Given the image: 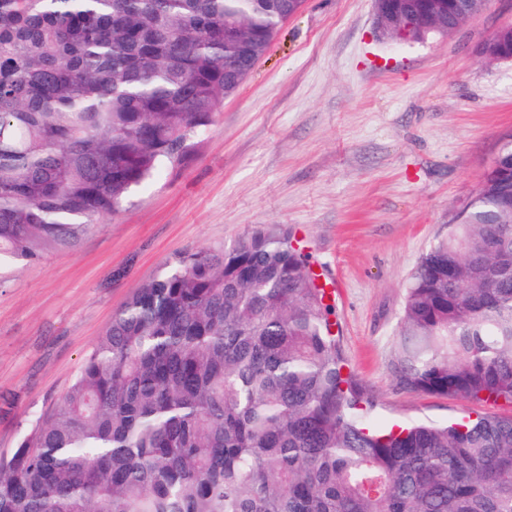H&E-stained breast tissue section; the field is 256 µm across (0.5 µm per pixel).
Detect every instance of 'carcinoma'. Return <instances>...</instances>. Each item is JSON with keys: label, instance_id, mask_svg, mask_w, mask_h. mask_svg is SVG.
I'll return each instance as SVG.
<instances>
[{"label": "carcinoma", "instance_id": "carcinoma-1", "mask_svg": "<svg viewBox=\"0 0 512 512\" xmlns=\"http://www.w3.org/2000/svg\"><path fill=\"white\" fill-rule=\"evenodd\" d=\"M446 34L486 0H377ZM304 0H0V268L72 248L188 162ZM482 53L512 58V29ZM406 285V383L512 406V135ZM286 224L140 285L31 437L0 512H512V415L374 429Z\"/></svg>", "mask_w": 512, "mask_h": 512}]
</instances>
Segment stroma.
Instances as JSON below:
<instances>
[{
  "instance_id": "obj_1",
  "label": "stroma",
  "mask_w": 512,
  "mask_h": 512,
  "mask_svg": "<svg viewBox=\"0 0 512 512\" xmlns=\"http://www.w3.org/2000/svg\"><path fill=\"white\" fill-rule=\"evenodd\" d=\"M512 0L443 36L395 44L375 0H306L193 158L166 167L72 249L0 279V458L60 403L135 288L175 256L289 225L333 281L340 343L378 402L373 424L438 423L502 408L407 386L397 328L406 284L512 132V60L482 45Z\"/></svg>"
}]
</instances>
